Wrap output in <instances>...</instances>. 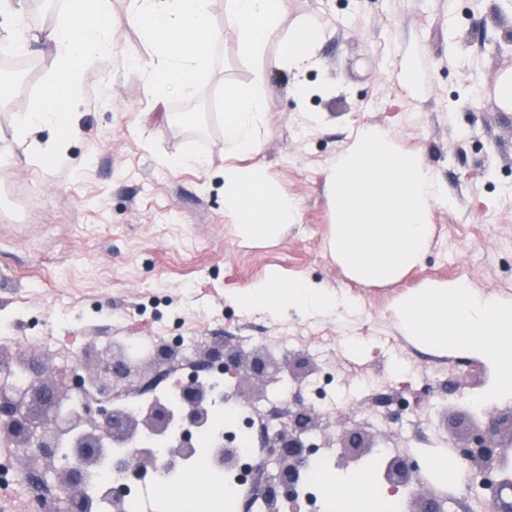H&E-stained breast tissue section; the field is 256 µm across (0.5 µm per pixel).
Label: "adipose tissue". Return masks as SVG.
<instances>
[{
	"label": "adipose tissue",
	"instance_id": "ef3b65f1",
	"mask_svg": "<svg viewBox=\"0 0 512 512\" xmlns=\"http://www.w3.org/2000/svg\"><path fill=\"white\" fill-rule=\"evenodd\" d=\"M129 22L140 26L155 52L136 62L148 89L162 99L196 84L211 69V47L221 37L210 20L208 0H133ZM285 0H228L226 25L236 36L239 52L259 60L255 83H263L261 62L272 55L273 66L300 72L309 68L321 40L312 17L282 29ZM117 29L108 19V0H68L56 22L41 33L54 57L49 83L55 93L70 97L82 73L110 54ZM224 215L239 237L252 243L279 239L295 223L298 204L259 166H242L241 155L258 152L267 126L268 103L262 96L237 87L224 93ZM14 141L26 159L61 162L73 130L62 112L42 106L14 117ZM52 128L41 142L35 131ZM245 308L260 306L270 313L300 307L329 313L343 305L333 291L303 280L269 272L237 297ZM394 317L405 335L442 353L465 350L482 358L492 370L491 389L512 393V300L485 293L465 282L424 281L398 296Z\"/></svg>",
	"mask_w": 512,
	"mask_h": 512
}]
</instances>
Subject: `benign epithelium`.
Returning <instances> with one entry per match:
<instances>
[{"mask_svg":"<svg viewBox=\"0 0 512 512\" xmlns=\"http://www.w3.org/2000/svg\"><path fill=\"white\" fill-rule=\"evenodd\" d=\"M167 349L149 346L135 353L125 346L104 352L89 349L83 352L78 369L71 373L36 370L33 364L0 352V370L9 365L27 367L31 376L25 387L18 389L0 386V441L11 448H26L25 467L44 472L60 491L67 512H86V478L112 454V445L141 433L163 434L168 430L171 415L163 404L145 411L115 412L106 407L86 404L81 410L72 409V393L86 379L97 383L103 394L130 386L148 369L162 364ZM238 379V393L248 400L266 397V385L277 380L280 368L269 363L260 350L225 355ZM205 393L190 384L185 389V405L181 418L190 425H202L208 419L204 405ZM319 435L344 451L370 450L377 446L376 436L344 431L333 439L317 413L302 406L288 419V425L273 432L268 447L277 449V473L273 483L279 496L290 495L291 481L307 461V435ZM67 437L71 448L68 462L56 459L61 437ZM457 455L468 464V471L496 478L492 512H512V480L504 468L512 452V409L495 410L474 422L453 441ZM387 481L394 489L407 488L419 481V467L406 459L393 460L388 468ZM408 512H447L445 501L415 493L408 502Z\"/></svg>","mask_w":512,"mask_h":512,"instance_id":"benign-epithelium-1","label":"benign epithelium"}]
</instances>
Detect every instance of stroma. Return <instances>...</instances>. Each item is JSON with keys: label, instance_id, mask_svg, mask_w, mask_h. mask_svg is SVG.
Returning a JSON list of instances; mask_svg holds the SVG:
<instances>
[{"label": "stroma", "instance_id": "35a3bbf8", "mask_svg": "<svg viewBox=\"0 0 512 512\" xmlns=\"http://www.w3.org/2000/svg\"><path fill=\"white\" fill-rule=\"evenodd\" d=\"M226 0L208 10L223 39L211 49L209 75L157 104L134 60L154 53L139 28L123 25L112 57L87 72L79 91L57 101L49 86L54 67L33 43L53 25L67 0L44 23L32 0H16L0 15V47L30 40L40 67L24 88L10 87L0 109V321L20 336L52 324L61 341L74 336H172L199 331L232 346L240 331L274 335L300 326L342 338L361 328L399 336L391 303L424 280L465 277L512 298V110L495 89L512 73V5L507 0H287L282 28L311 15L322 28L318 63L301 75L270 69L254 82L255 61L237 51L224 28ZM420 64L422 89L406 84L404 63ZM263 96L268 135L243 165L265 168L296 199L298 216L272 243L244 244L224 216V87ZM307 95L295 92L296 85ZM70 113L80 128L67 161L44 167L10 153L16 113L35 103ZM388 129L417 152L447 199L434 207V234L422 264L398 282L367 286L349 279L326 249L335 220L326 175L356 131ZM206 169L180 165L186 155ZM457 246L442 257L447 238ZM304 278L356 299L353 309L315 315L290 307L278 314L246 310L237 295L270 271ZM419 365L432 370V421L442 442L461 435L472 417L475 378H463L457 358L406 342ZM363 375L386 377L398 391L378 346L330 349L323 369L339 373L347 354ZM441 442V444H442ZM424 432L413 435L422 461L442 454Z\"/></svg>", "mask_w": 512, "mask_h": 512}]
</instances>
